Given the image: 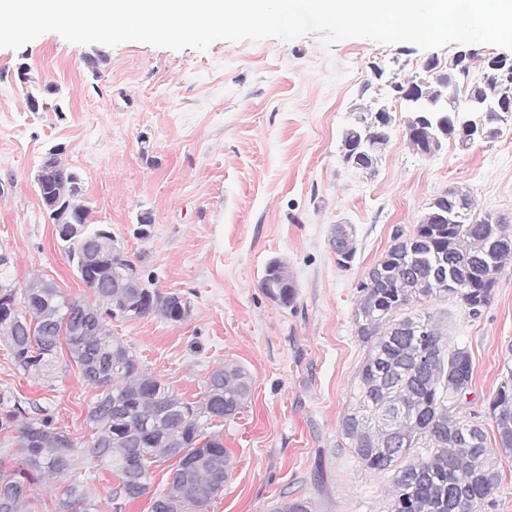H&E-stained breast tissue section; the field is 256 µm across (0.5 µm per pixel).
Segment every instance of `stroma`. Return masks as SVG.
<instances>
[{"instance_id":"1","label":"stroma","mask_w":512,"mask_h":512,"mask_svg":"<svg viewBox=\"0 0 512 512\" xmlns=\"http://www.w3.org/2000/svg\"><path fill=\"white\" fill-rule=\"evenodd\" d=\"M457 49L366 39L327 48L311 34L173 51L77 45L54 32L0 48V253L15 281L41 274L66 296L95 301L34 184L46 149L62 146L90 223L107 225L141 275L190 307L180 322H113L114 335L188 402L225 364L251 378L244 409L219 428L233 470L208 512H274L294 498L311 512H388L391 474L362 465L341 433L368 353L353 318L357 284L395 228L413 230L450 187L469 189L477 213L512 218V115L495 140L463 148L451 139L431 156L413 153L404 137L407 112L393 83ZM97 55L94 72L85 59ZM31 94L39 110L29 108ZM375 103L389 109L392 134L370 173L344 163L341 140ZM339 224L352 228L357 248L347 269L331 248ZM273 260L288 268L294 305L260 286ZM411 310L433 312L449 345L468 350L473 376L457 413L492 430L489 401L512 368V267L479 318L447 298ZM0 395L88 442L95 390L76 364L27 377L0 340Z\"/></svg>"}]
</instances>
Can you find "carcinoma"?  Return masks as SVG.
Here are the masks:
<instances>
[{"instance_id":"1","label":"carcinoma","mask_w":512,"mask_h":512,"mask_svg":"<svg viewBox=\"0 0 512 512\" xmlns=\"http://www.w3.org/2000/svg\"><path fill=\"white\" fill-rule=\"evenodd\" d=\"M502 65L501 58L489 56L477 75L468 60L460 66L450 59L440 71L435 64L425 66L426 75L412 80L413 91L426 102L417 111L439 112L448 123L433 130L409 115V147L426 156L451 138L463 147L496 138L498 124L512 113V71L503 72ZM463 82L464 110L480 103L495 108L475 112L479 121L472 125L455 119L459 108L446 107L456 102ZM359 117L361 127L351 126L343 136V160L356 153L358 135L365 131L371 148L362 162L372 170L390 141L392 118L371 108ZM61 154L57 147L48 149L44 164L51 177L37 194L48 215L60 202L82 220L57 225V235L95 303L66 297L49 278L19 286L9 258L0 254V339L18 371L42 378L55 370L58 350L66 345L83 379L100 392L88 406L84 424L90 441L80 450L49 418L23 419L20 410L4 409L0 396V432H16L23 456L21 466L0 467V512H35L33 475L70 471L79 452L112 468L118 480L112 500L123 504L148 494L150 466L169 461V488L154 497L152 512H208L231 471L230 453L211 426L241 412L250 391L248 375L226 364L208 376L200 400L187 402L143 371L137 352L114 336L110 321L156 315L179 322L187 312L174 308L168 294L129 281L134 262L115 248L109 229L87 224L79 175L62 163ZM447 209L457 210L451 224L437 216ZM436 256L448 269L444 278L431 262ZM511 265L512 222L490 212L475 214L470 191L450 188L410 233L395 229L393 244L377 264L381 275L358 285L354 321L369 351L342 433L367 468L393 472L390 512H483L500 484L496 450L512 454V373L489 402L496 431L492 444L485 429L454 413L472 380L469 352L444 341L430 312L412 313L409 306L452 298L478 318L491 302L497 275ZM261 288L285 307L296 301L294 281L279 261L267 265ZM420 446L427 448L421 456L414 454ZM58 512H101L100 501L76 479L65 488Z\"/></svg>"}]
</instances>
